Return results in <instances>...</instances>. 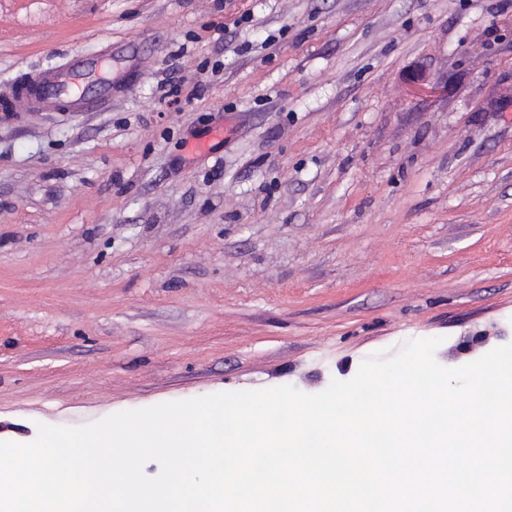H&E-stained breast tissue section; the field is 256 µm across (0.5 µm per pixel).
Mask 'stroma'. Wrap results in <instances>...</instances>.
<instances>
[{"label":"stroma","instance_id":"35a3bbf8","mask_svg":"<svg viewBox=\"0 0 512 512\" xmlns=\"http://www.w3.org/2000/svg\"><path fill=\"white\" fill-rule=\"evenodd\" d=\"M0 440L512 343V0H0ZM120 55L111 45L109 63L93 54L75 53L62 66L42 72L18 84L11 91L6 112H42L46 105L82 110L85 99L106 102L112 99V63L120 68Z\"/></svg>","mask_w":512,"mask_h":512}]
</instances>
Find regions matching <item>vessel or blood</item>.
Masks as SVG:
<instances>
[{
  "mask_svg": "<svg viewBox=\"0 0 512 512\" xmlns=\"http://www.w3.org/2000/svg\"><path fill=\"white\" fill-rule=\"evenodd\" d=\"M118 53L108 59L76 53L62 66L42 72L18 84L11 92L9 109L13 112H39L44 106L81 110L87 100L106 102L112 98V66L119 63Z\"/></svg>",
  "mask_w": 512,
  "mask_h": 512,
  "instance_id": "obj_1",
  "label": "vessel or blood"
}]
</instances>
